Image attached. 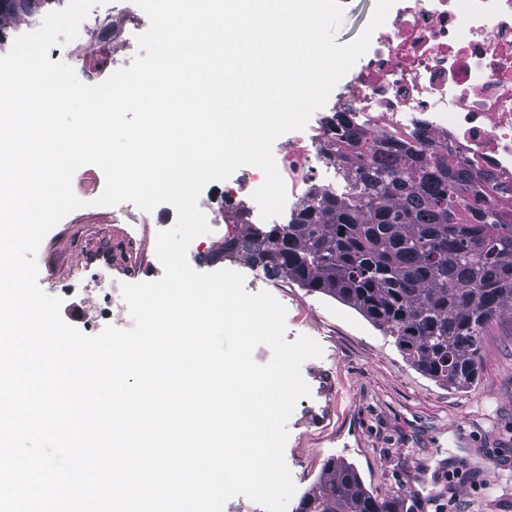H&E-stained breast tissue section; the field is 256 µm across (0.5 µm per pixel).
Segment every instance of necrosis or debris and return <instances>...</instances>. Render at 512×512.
<instances>
[{
    "label": "necrosis or debris",
    "instance_id": "necrosis-or-debris-1",
    "mask_svg": "<svg viewBox=\"0 0 512 512\" xmlns=\"http://www.w3.org/2000/svg\"><path fill=\"white\" fill-rule=\"evenodd\" d=\"M116 13L136 27L149 23L134 0H108L81 23L79 41H105ZM343 104L367 136L416 148L428 143L476 170L492 172L496 195L473 206L481 210L490 204L512 213V0H396L350 69L345 89L312 114L289 148L274 151L282 180L294 184L287 204L314 190L347 192L341 175L345 163L336 155L335 136L326 131ZM264 180L259 167L244 165L236 181L225 186L223 199L200 196L210 231L189 245L192 268H200L226 213L257 211L252 194ZM65 293L80 301L89 328L134 324L119 281L95 266L74 269Z\"/></svg>",
    "mask_w": 512,
    "mask_h": 512
}]
</instances>
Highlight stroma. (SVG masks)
I'll return each instance as SVG.
<instances>
[{
    "instance_id": "35a3bbf8",
    "label": "stroma",
    "mask_w": 512,
    "mask_h": 512,
    "mask_svg": "<svg viewBox=\"0 0 512 512\" xmlns=\"http://www.w3.org/2000/svg\"><path fill=\"white\" fill-rule=\"evenodd\" d=\"M108 224L112 209L88 205L56 226L59 244L42 242L41 276L85 255L83 221ZM225 269L244 277L249 293L266 291L285 308V338L306 335L322 354L303 362L310 388L287 422L284 459L296 509L327 459L352 464L378 497H400L406 512H434L455 500L458 512H512V312L484 329L477 374L465 388L438 383L412 366L394 338L355 309L291 282L260 280L245 263Z\"/></svg>"
}]
</instances>
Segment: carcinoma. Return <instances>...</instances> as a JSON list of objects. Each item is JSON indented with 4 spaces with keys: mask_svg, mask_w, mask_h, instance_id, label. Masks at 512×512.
Here are the masks:
<instances>
[{
    "mask_svg": "<svg viewBox=\"0 0 512 512\" xmlns=\"http://www.w3.org/2000/svg\"><path fill=\"white\" fill-rule=\"evenodd\" d=\"M51 6L0 0V41L22 16ZM331 130L341 156L362 160L345 171L348 194L314 191L286 224L240 225L224 240V257L340 299L394 337L417 369L469 386L482 328L512 310V234L489 228L507 214L466 203L496 192L493 176L448 153L382 149L343 115ZM297 512H403V505L371 495L351 464L330 458Z\"/></svg>",
    "mask_w": 512,
    "mask_h": 512,
    "instance_id": "1",
    "label": "carcinoma"
}]
</instances>
